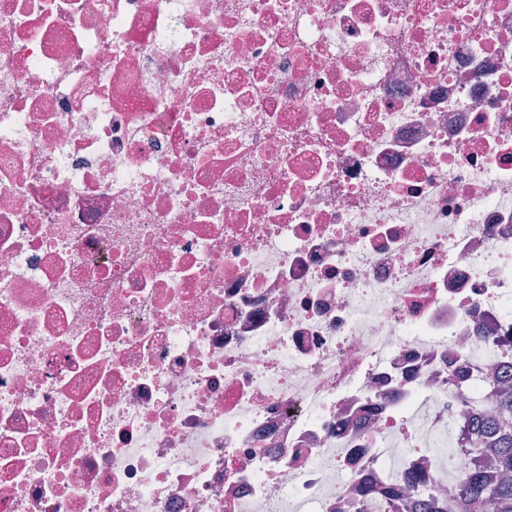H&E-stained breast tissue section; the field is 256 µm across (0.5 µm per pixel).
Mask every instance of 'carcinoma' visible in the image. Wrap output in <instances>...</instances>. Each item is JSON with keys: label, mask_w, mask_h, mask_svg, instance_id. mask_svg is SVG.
<instances>
[{"label": "carcinoma", "mask_w": 512, "mask_h": 512, "mask_svg": "<svg viewBox=\"0 0 512 512\" xmlns=\"http://www.w3.org/2000/svg\"><path fill=\"white\" fill-rule=\"evenodd\" d=\"M496 406L477 413L464 426L461 447L503 474L493 478L477 470L462 480L457 492V512H512V388L495 386Z\"/></svg>", "instance_id": "1"}]
</instances>
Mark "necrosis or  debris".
Returning <instances> with one entry per match:
<instances>
[{
    "label": "necrosis or debris",
    "mask_w": 512,
    "mask_h": 512,
    "mask_svg": "<svg viewBox=\"0 0 512 512\" xmlns=\"http://www.w3.org/2000/svg\"><path fill=\"white\" fill-rule=\"evenodd\" d=\"M512 0H0V512H414L512 346Z\"/></svg>",
    "instance_id": "obj_1"
}]
</instances>
